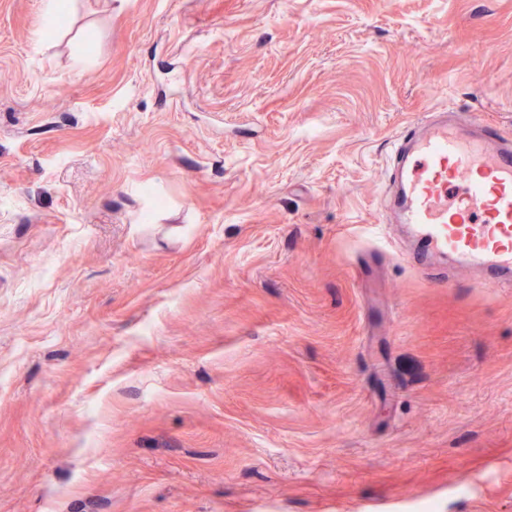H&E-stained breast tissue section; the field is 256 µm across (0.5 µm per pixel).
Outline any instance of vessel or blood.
Wrapping results in <instances>:
<instances>
[{
  "label": "vessel or blood",
  "mask_w": 512,
  "mask_h": 512,
  "mask_svg": "<svg viewBox=\"0 0 512 512\" xmlns=\"http://www.w3.org/2000/svg\"><path fill=\"white\" fill-rule=\"evenodd\" d=\"M384 209L422 270L453 258L483 288H512V137L470 110L425 113L394 142Z\"/></svg>",
  "instance_id": "vessel-or-blood-1"
}]
</instances>
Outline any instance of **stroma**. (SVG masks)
<instances>
[{
    "mask_svg": "<svg viewBox=\"0 0 512 512\" xmlns=\"http://www.w3.org/2000/svg\"><path fill=\"white\" fill-rule=\"evenodd\" d=\"M67 3L0 0V512H512V288L382 217L512 133V0Z\"/></svg>",
    "mask_w": 512,
    "mask_h": 512,
    "instance_id": "obj_1",
    "label": "stroma"
}]
</instances>
